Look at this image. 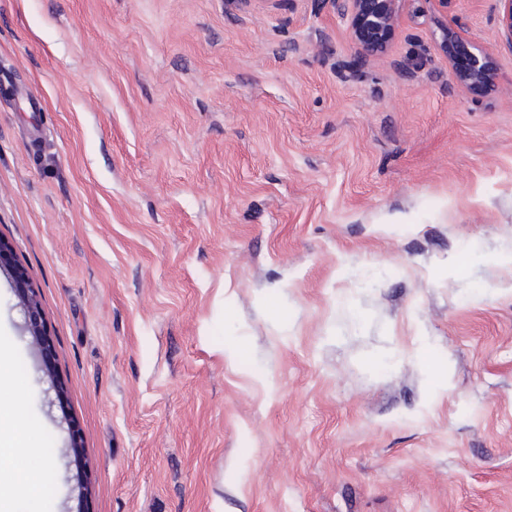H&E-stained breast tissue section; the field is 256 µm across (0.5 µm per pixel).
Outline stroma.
<instances>
[{"instance_id": "35a3bbf8", "label": "stroma", "mask_w": 512, "mask_h": 512, "mask_svg": "<svg viewBox=\"0 0 512 512\" xmlns=\"http://www.w3.org/2000/svg\"><path fill=\"white\" fill-rule=\"evenodd\" d=\"M500 12L408 0L371 55L331 0H0V239L52 346L0 269V408L53 464L75 425L83 484L13 512H512ZM438 42L441 50L448 56L449 63L456 69L460 80L471 86H484L491 80L486 57L480 52L468 51L463 38L448 20L438 23Z\"/></svg>"}]
</instances>
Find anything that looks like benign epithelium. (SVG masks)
I'll list each match as a JSON object with an SVG mask.
<instances>
[{"instance_id":"obj_1","label":"benign epithelium","mask_w":512,"mask_h":512,"mask_svg":"<svg viewBox=\"0 0 512 512\" xmlns=\"http://www.w3.org/2000/svg\"><path fill=\"white\" fill-rule=\"evenodd\" d=\"M338 13L347 21L352 40L367 53L382 51L387 38L396 28L398 19L409 0H333ZM502 5V34L512 43V0H499ZM436 36L441 50L456 69L460 80L471 86H483L490 82L491 73L486 57L480 52L467 50L463 38L448 22L438 24ZM13 270L15 288L24 290L27 277L24 269L15 264L8 243L0 239V268ZM32 335L43 347L41 312L32 296L25 297Z\"/></svg>"}]
</instances>
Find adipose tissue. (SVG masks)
<instances>
[{
	"mask_svg": "<svg viewBox=\"0 0 512 512\" xmlns=\"http://www.w3.org/2000/svg\"><path fill=\"white\" fill-rule=\"evenodd\" d=\"M26 428V423L16 413H0V471L10 473V488L16 499H31L37 494L34 474L15 464L19 454L33 458L38 455L37 449L31 448L26 439Z\"/></svg>",
	"mask_w": 512,
	"mask_h": 512,
	"instance_id": "adipose-tissue-1",
	"label": "adipose tissue"
}]
</instances>
